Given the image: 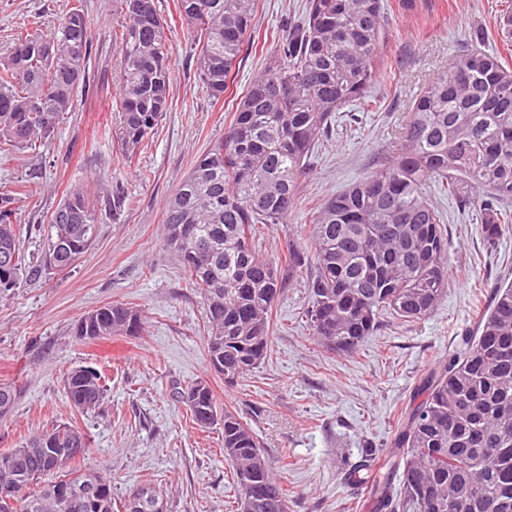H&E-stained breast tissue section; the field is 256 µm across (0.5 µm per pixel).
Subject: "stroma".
Masks as SVG:
<instances>
[{
	"instance_id": "35a3bbf8",
	"label": "stroma",
	"mask_w": 512,
	"mask_h": 512,
	"mask_svg": "<svg viewBox=\"0 0 512 512\" xmlns=\"http://www.w3.org/2000/svg\"><path fill=\"white\" fill-rule=\"evenodd\" d=\"M156 3L173 29L174 80L156 133L129 163L117 149L113 109L121 70L112 29L123 19L121 0H0V48L37 24L54 32L76 6L91 30L89 83L51 139L33 150H0V192L21 181L27 186L15 203L26 261H40L38 229L70 188L84 189L96 215L93 242L71 268L0 290V384L19 391L11 412L0 417V452L68 423L89 437L83 468L105 472L115 497L149 483L168 512H235L221 429H197L171 397L173 387L204 379L220 405L250 423L288 491V512H348L357 493L346 470L366 449L389 450L420 379L472 333L476 303L497 284L512 283V224L497 248L487 249L476 211L458 208L427 185L448 239V290L427 317L403 322L381 313L357 351L332 350L307 322L312 271L303 269L274 302L269 356L237 386H225L207 368L203 297L164 245V207L198 156L223 137L234 95L261 74L285 24L302 22L308 0H258L259 46L243 55L233 95L218 101L195 73L177 0ZM509 11L512 0H415L409 11L389 8L379 77L368 90L372 109L336 113L298 182L286 223L268 225L256 237L261 254L281 252L292 241L310 247L315 209L391 158L413 100L460 51H502L496 21ZM479 29L481 43L474 40ZM118 190L126 202L116 210ZM116 303L141 313L140 335L97 343L77 338L82 316ZM80 366L102 374L106 398L93 412H79L66 399L64 379Z\"/></svg>"
}]
</instances>
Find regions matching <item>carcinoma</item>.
Wrapping results in <instances>:
<instances>
[{
	"instance_id": "carcinoma-1",
	"label": "carcinoma",
	"mask_w": 512,
	"mask_h": 512,
	"mask_svg": "<svg viewBox=\"0 0 512 512\" xmlns=\"http://www.w3.org/2000/svg\"><path fill=\"white\" fill-rule=\"evenodd\" d=\"M115 40L124 90L116 102L118 149L132 161L168 110L174 80L170 28L154 0H122ZM258 0H178L194 45L196 73L218 101L234 87L243 51L256 43ZM384 0H309L301 25L284 30L279 50L236 102L219 140L195 162L169 199L166 245L203 295L211 371L232 387L270 351L271 313L282 288L314 267L307 321L321 342L352 353L386 311L403 321L428 316L448 288V240L424 186L433 182L459 205L479 207L483 237L496 246L512 200V67L494 53L463 51L414 101L394 156L370 176L326 199L313 213L312 249L288 244L264 258L258 225L279 224L292 210L297 180L335 113L356 103L378 70L386 20ZM91 39L82 7L63 18L59 34L18 32L0 59V145L45 144L86 87ZM19 192L0 194V289L51 269L57 248L71 267L89 248L95 213L80 188L66 192L40 226L41 263L25 266L19 247ZM476 331L421 381L390 451L373 480L378 453L368 450L349 474L370 483V512H512V284L494 287L476 314ZM141 314L123 304L95 309L77 323L82 341L135 336ZM65 394L76 410L100 408L101 376L77 367ZM201 429L224 430L239 512H288V493L270 473L248 423L219 407L209 382L175 389ZM17 392L0 387V416ZM89 450L78 428L62 424L0 452V484L20 494L0 499V512H153L162 494L149 483L121 500L112 481L76 466ZM399 486H394V481ZM63 485L73 494L64 496Z\"/></svg>"
}]
</instances>
